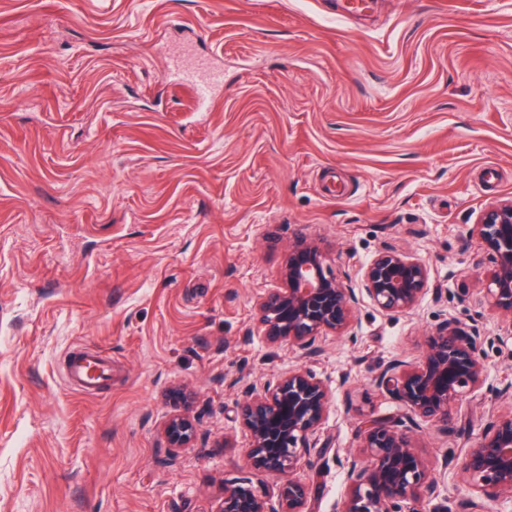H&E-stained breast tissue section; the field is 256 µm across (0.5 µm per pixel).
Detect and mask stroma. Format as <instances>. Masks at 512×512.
Listing matches in <instances>:
<instances>
[{
    "label": "stroma",
    "mask_w": 512,
    "mask_h": 512,
    "mask_svg": "<svg viewBox=\"0 0 512 512\" xmlns=\"http://www.w3.org/2000/svg\"><path fill=\"white\" fill-rule=\"evenodd\" d=\"M181 56L223 68L210 108ZM510 198L512 0L355 17L340 0H0V512H214L227 483L276 490L236 406L300 366L335 395L300 473L308 512H332L360 414H409L376 377L449 318L479 324L487 377L453 430L416 427L439 480L418 509L462 512L445 452L512 414V324L487 307L469 229ZM300 232L341 277L411 254L433 291L401 316L362 300L315 357L269 346L256 305ZM77 347L112 358L99 394L64 380ZM174 388L196 437L173 459Z\"/></svg>",
    "instance_id": "stroma-1"
}]
</instances>
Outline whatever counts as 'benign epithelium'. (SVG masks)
Listing matches in <instances>:
<instances>
[{
	"instance_id": "1",
	"label": "benign epithelium",
	"mask_w": 512,
	"mask_h": 512,
	"mask_svg": "<svg viewBox=\"0 0 512 512\" xmlns=\"http://www.w3.org/2000/svg\"><path fill=\"white\" fill-rule=\"evenodd\" d=\"M476 230L486 254L474 267H489L486 301L512 323V198L486 206L477 216ZM279 279L282 287L257 304L259 326L268 343L286 340L306 356L316 354L320 336L352 332L360 296L398 315L412 311L430 288L425 262L389 249L363 268L361 288L356 290L350 278L335 275L320 244L301 233L285 256ZM426 344L420 364L395 358L378 376L377 385L415 416L451 430L463 398L485 380L484 336L478 325L449 318L427 337ZM332 401V390L304 367L289 370L272 386H244L237 416L250 436L251 465L258 472L278 473L286 479L274 503L250 480L226 485L216 512H307V487L297 471L311 463L315 436ZM163 435L174 460L178 450L192 443L196 427L188 415L177 414L165 422ZM358 438L365 458L345 461L350 495L336 512H415L404 505L436 494L438 478L416 454L409 432L365 417L359 422ZM453 464L462 480L480 492L466 499L464 512H485L486 502L512 495V417L487 413L463 456L448 449L442 466Z\"/></svg>"
}]
</instances>
